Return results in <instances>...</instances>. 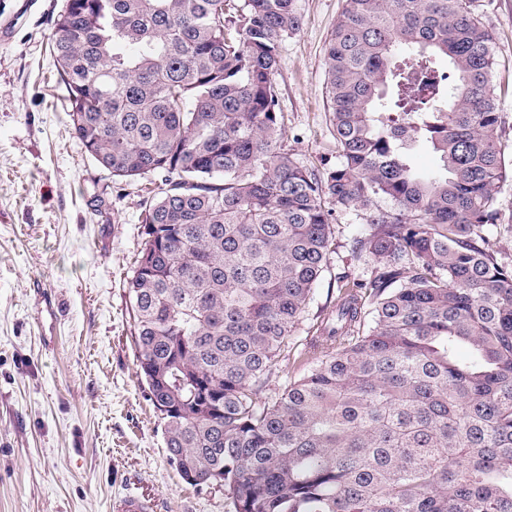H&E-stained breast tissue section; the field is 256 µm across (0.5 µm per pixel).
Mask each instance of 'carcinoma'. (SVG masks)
I'll return each mask as SVG.
<instances>
[{
    "mask_svg": "<svg viewBox=\"0 0 512 512\" xmlns=\"http://www.w3.org/2000/svg\"><path fill=\"white\" fill-rule=\"evenodd\" d=\"M228 2L66 0L52 31L85 152L164 176L127 291L170 465L219 477L234 512H512L492 31L472 0H344L325 79L340 161L320 176L276 150L297 0ZM328 199L363 211L352 253L378 267L339 281L322 358L262 399L328 266Z\"/></svg>",
    "mask_w": 512,
    "mask_h": 512,
    "instance_id": "1",
    "label": "carcinoma"
}]
</instances>
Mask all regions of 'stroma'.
<instances>
[{
  "mask_svg": "<svg viewBox=\"0 0 512 512\" xmlns=\"http://www.w3.org/2000/svg\"><path fill=\"white\" fill-rule=\"evenodd\" d=\"M344 0H297L299 31L282 44L274 82L278 151L322 175L339 161L325 95L324 47ZM65 0H0V512H113L119 498L156 512H230L223 494L186 484L169 464L163 425L139 375L127 280L141 249L157 175L116 179L84 153L51 54ZM494 34L492 80L512 161V0H475ZM486 234L512 263V181ZM335 250L271 388L320 359L306 338L336 305L339 277H370L354 261L356 210H334ZM59 306L42 309V297Z\"/></svg>",
  "mask_w": 512,
  "mask_h": 512,
  "instance_id": "obj_1",
  "label": "stroma"
}]
</instances>
